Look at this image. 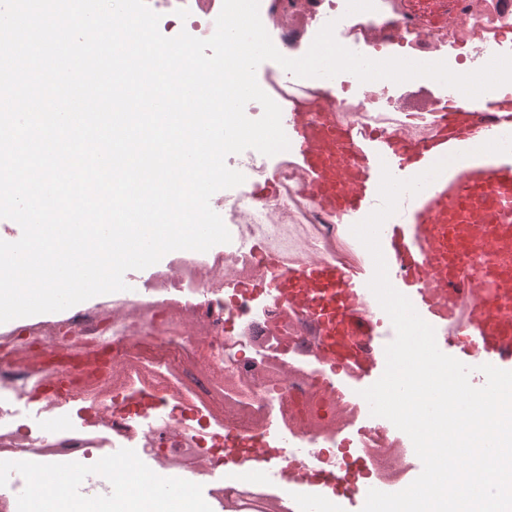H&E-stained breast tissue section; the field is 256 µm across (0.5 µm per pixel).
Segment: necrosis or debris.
<instances>
[{
	"label": "necrosis or debris",
	"mask_w": 512,
	"mask_h": 512,
	"mask_svg": "<svg viewBox=\"0 0 512 512\" xmlns=\"http://www.w3.org/2000/svg\"><path fill=\"white\" fill-rule=\"evenodd\" d=\"M269 24L291 53L303 52L316 29L334 22L355 52L443 60L459 48L457 63L512 47V0H265ZM422 101L380 111L365 99L340 103L344 121L382 124L393 117L405 135L429 129ZM304 177L283 165L279 194L268 202L240 193L217 200L239 227L327 224L305 201ZM265 270L249 248L184 250L155 266L147 287L129 282L110 300L93 303L97 335H87L77 311L50 314L0 332V453H23L33 466L0 493V512H22V488L32 487L42 460L69 466L81 455L108 457L134 448L167 473L192 470L207 478L209 455L228 432L242 439L279 433L282 468L348 471L351 483L371 481L388 491L410 483L412 453L391 429H374L362 443L343 447L347 422L358 408L336 389V373L315 339L287 305L246 290L225 288V278L262 279ZM37 403L54 431L26 421L16 403ZM90 493L69 488L59 512H87L112 500L119 485L103 470L82 472ZM251 496L262 512H286L277 482L237 480L210 486L218 506Z\"/></svg>",
	"instance_id": "4bbe7bcc"
}]
</instances>
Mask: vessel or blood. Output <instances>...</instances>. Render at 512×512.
Returning a JSON list of instances; mask_svg holds the SVG:
<instances>
[{"label": "vessel or blood", "mask_w": 512, "mask_h": 512, "mask_svg": "<svg viewBox=\"0 0 512 512\" xmlns=\"http://www.w3.org/2000/svg\"><path fill=\"white\" fill-rule=\"evenodd\" d=\"M256 76L262 86L278 81L274 100L282 111L289 153L318 209L334 223H358L379 206L382 168L406 180L448 159L446 169L419 193L402 196L397 212L381 228L389 281L434 328L439 349L471 366L473 386L486 382L480 365L512 371V317L507 314L512 307V154L478 151L487 141L512 135V94L469 98L440 86L429 116L433 133L415 141L394 128L338 119L331 101L367 96L370 83L330 82L308 94L306 79L273 61L261 63ZM277 173L270 168L263 180H247L243 186L254 200H267L279 189ZM258 255L268 271L262 287L320 326L322 356L335 364L346 394L357 397L374 384L385 370L383 338L393 324L372 301L373 262L289 265L263 249ZM478 258L489 261L497 276L495 300L484 296L488 274L473 269ZM350 336L367 337L371 353L363 357L349 348ZM223 456L211 481L221 483L247 470L260 483L279 477L284 494L298 496L287 471L277 467L279 454L270 443L246 450L228 433ZM193 482V473L179 472L155 492L175 497ZM344 483V476L331 471L304 477L301 485L309 492L300 498L306 512H325L327 500Z\"/></svg>", "instance_id": "1"}]
</instances>
